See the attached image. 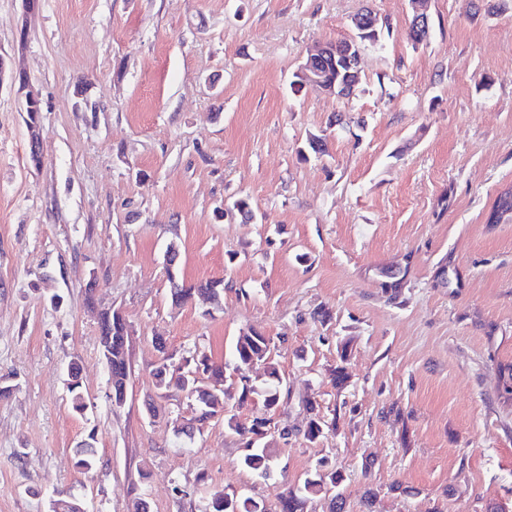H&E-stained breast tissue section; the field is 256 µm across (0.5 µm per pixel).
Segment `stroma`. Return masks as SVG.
<instances>
[{
  "label": "stroma",
  "mask_w": 512,
  "mask_h": 512,
  "mask_svg": "<svg viewBox=\"0 0 512 512\" xmlns=\"http://www.w3.org/2000/svg\"><path fill=\"white\" fill-rule=\"evenodd\" d=\"M367 7L390 30L365 45L356 94L293 92L307 47L351 35ZM428 14L418 45L409 0H40L31 13L0 0V54L39 94L43 155L29 165L23 96L0 85V512L70 495L86 512H128L141 495L152 512H205L215 489L270 506L323 456L344 476L345 512H362L369 488L375 512L512 503L497 372L512 362V224L485 221L512 185V6L428 0ZM313 134L326 155L305 152ZM239 198L254 222L218 214ZM172 242L177 277L228 282L211 313L173 304ZM402 262L399 289L371 274ZM98 307L134 333L119 408ZM319 307L330 321L312 319ZM249 328L275 343L289 390L273 421L293 434L267 436V479L241 468L223 421L184 442L145 407L153 337L224 361L233 391L232 344ZM306 398L335 435L304 439ZM90 435L99 462L83 474L74 450Z\"/></svg>",
  "instance_id": "1"
}]
</instances>
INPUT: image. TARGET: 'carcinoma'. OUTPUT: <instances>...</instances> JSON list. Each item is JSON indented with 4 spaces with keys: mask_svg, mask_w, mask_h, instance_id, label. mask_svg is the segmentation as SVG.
<instances>
[{
    "mask_svg": "<svg viewBox=\"0 0 512 512\" xmlns=\"http://www.w3.org/2000/svg\"><path fill=\"white\" fill-rule=\"evenodd\" d=\"M172 302L175 305H183L188 301L203 295L212 300L224 292V280L208 279L204 282L188 284L177 278L168 277ZM100 337H112V355L101 352L107 366L112 368V376L116 386L127 384L131 375L128 354L124 348L119 331L110 317V312L102 310L99 315ZM274 345L270 338L254 331H243L237 336L233 357L235 371L238 373L239 390L236 401L237 406L258 397L265 412L256 414L245 425L238 421L233 413V407L226 401V395L222 391L210 392L203 388L199 377H221L224 375V363L213 360L203 351H196L193 355L183 358L178 367H173L171 360L156 368L154 373L155 387L160 392L169 393L173 390L182 393H193L189 399L192 415L186 419V429L182 434L188 438L196 430H201L203 425L212 419L224 420V425L238 435L243 443L244 453L240 458V466L256 474L261 478L270 476L272 466V449L262 443L266 432L273 423L272 412L281 406L288 398L286 382L282 377L279 366L273 356ZM255 362L264 368L266 379L257 381L250 375L249 363ZM71 394L72 409L81 413L86 409L84 394L79 382V368H72ZM304 409L307 413V422L303 432L304 438L310 443H316L326 438L325 429L336 430V423L326 424L319 415L315 403L307 399L304 401ZM79 445L74 451L75 467L81 473L94 469L98 463L95 447L90 440ZM343 482V476L335 468L329 465L326 458L317 461L314 470L305 478L300 486H290L285 489L280 497L278 512H306L307 502L321 494L333 493L331 498V512H344V500L342 493L336 491Z\"/></svg>",
    "mask_w": 512,
    "mask_h": 512,
    "instance_id": "obj_1",
    "label": "carcinoma"
}]
</instances>
